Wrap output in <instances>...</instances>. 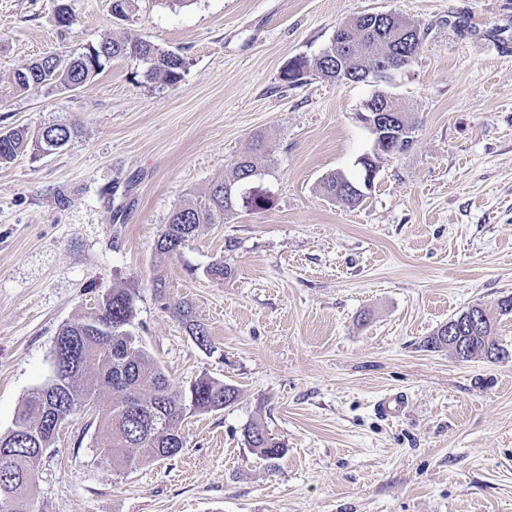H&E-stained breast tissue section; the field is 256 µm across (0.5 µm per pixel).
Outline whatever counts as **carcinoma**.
<instances>
[{
  "mask_svg": "<svg viewBox=\"0 0 512 512\" xmlns=\"http://www.w3.org/2000/svg\"><path fill=\"white\" fill-rule=\"evenodd\" d=\"M400 20L392 15L383 19H364L353 30L336 28L330 43L314 59L298 56L282 71L281 80L290 87L304 84L311 74L331 81L336 76L351 83L366 81V71L391 62L414 59L422 48L424 36L409 34L390 40L388 29ZM129 56L143 64L142 77L150 84L175 85L187 71L184 56L128 34L109 38L86 51L50 53L30 61L13 73V84L21 91L68 89L85 86L100 74L114 58ZM81 129L76 123L50 122L36 132L10 129L0 132V163L20 154L35 151L36 145L52 149L69 144ZM255 163L240 157L224 176L210 184L201 200H191L176 207L168 216L157 239L159 255L174 253L187 245L202 224H224L238 208H263L268 197L247 191ZM354 180L338 172L321 185L324 197L357 205L360 196L346 189ZM187 333L205 348H212L209 332L195 319L189 304L174 306ZM512 316V295L499 299L497 307L487 310V319L470 322L462 331L465 353L457 359H495V352L506 347L495 331L502 318ZM135 298L128 288H114L102 303L79 321L63 325L58 336L64 341L58 366L62 382L53 390L40 388L29 395L16 417L14 427L0 436V445L14 449L0 458V512H32L30 492L36 482L27 467L43 456L41 449L55 444L57 435L46 427L50 417L68 421L76 415L93 414L102 391L112 393V401L98 413L102 458L121 461L127 466L176 456L183 448L182 424L191 416L221 410L230 405V395L238 389L207 375L200 376L180 391L161 363L142 345L132 331ZM244 444L261 459L273 462L282 458L287 448L267 430L264 422L251 420L242 429Z\"/></svg>",
  "mask_w": 512,
  "mask_h": 512,
  "instance_id": "obj_1",
  "label": "carcinoma"
}]
</instances>
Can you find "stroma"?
<instances>
[{
	"label": "stroma",
	"mask_w": 512,
	"mask_h": 512,
	"mask_svg": "<svg viewBox=\"0 0 512 512\" xmlns=\"http://www.w3.org/2000/svg\"><path fill=\"white\" fill-rule=\"evenodd\" d=\"M0 0V131L79 122L62 151L0 165V435L48 381L59 328L115 288L174 387L200 375L236 403L188 418L175 457L106 462L78 415L34 462L35 512H512V360L458 361L425 337L469 305L512 294V0ZM390 12L425 34L392 91L416 124L355 206L322 197L372 148L357 120L369 84L281 71L337 26ZM126 33L189 62L173 86L112 60L76 92L19 91L11 76L55 51ZM273 204L201 225L157 259L173 209L248 151ZM232 270L212 279L208 267ZM163 278L157 295L154 278ZM189 302L215 347L170 306ZM404 397L394 418L376 400ZM285 443L268 464L241 430Z\"/></svg>",
	"instance_id": "stroma-1"
}]
</instances>
